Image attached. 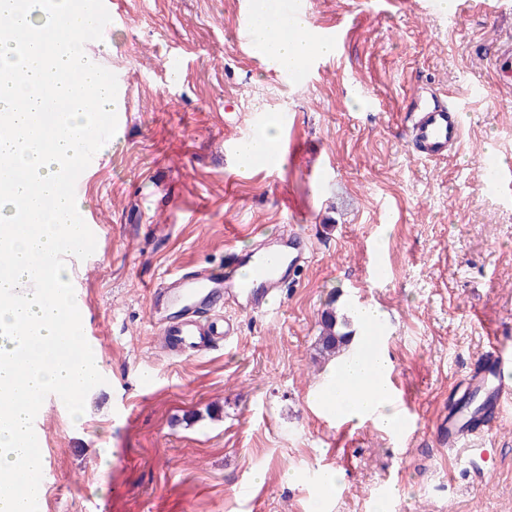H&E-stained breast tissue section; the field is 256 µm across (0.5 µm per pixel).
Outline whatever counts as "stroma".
Here are the masks:
<instances>
[{
  "instance_id": "stroma-1",
  "label": "stroma",
  "mask_w": 512,
  "mask_h": 512,
  "mask_svg": "<svg viewBox=\"0 0 512 512\" xmlns=\"http://www.w3.org/2000/svg\"><path fill=\"white\" fill-rule=\"evenodd\" d=\"M240 2L115 0L128 24L91 38L125 79L126 116L81 192L102 233L71 269L105 372L77 406L42 396L37 447L68 490H47L39 512L98 500L107 512H310L321 496L325 512H371L385 487L388 512H512V409L469 450L430 430L488 333L512 347V193L484 165L489 153L512 163V77L494 65L512 0H454V26L417 0H308L311 27L343 23L344 40L288 82L238 51ZM419 87L463 111L446 161L409 149ZM279 112L294 151L242 171L227 144L255 132V114ZM258 228L304 233L294 281L268 314L227 306L230 345L170 358L149 286L222 267ZM366 304L383 314V351L414 412L405 440L317 403L332 368L315 358L321 313Z\"/></svg>"
}]
</instances>
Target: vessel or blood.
<instances>
[{"label": "vessel or blood", "instance_id": "obj_1", "mask_svg": "<svg viewBox=\"0 0 512 512\" xmlns=\"http://www.w3.org/2000/svg\"><path fill=\"white\" fill-rule=\"evenodd\" d=\"M83 16L86 28L93 32L109 29L121 20L120 15L113 13L110 0H91ZM108 84L107 96L96 100L97 136L95 140L80 142L82 161L67 174L69 196L79 195L87 171L100 160V147L111 140L114 129L122 122L121 112L112 108L120 80L113 75ZM462 135L463 114L458 105L432 92L416 99L407 127L413 154L428 160L446 159L459 148ZM60 219L74 223L75 229L66 248L58 254V261L71 263L89 256L100 237L93 212L65 210ZM277 243L274 249L261 243L250 254H234L223 269L185 272L151 288L150 319L166 345L176 352L200 353L220 346L228 329L221 324L219 311L227 302L250 313L269 311L274 293L293 279L306 255V245L299 234L280 237ZM95 340L94 333L87 329L83 332V346L70 345L67 337L62 336L50 346L49 352L80 360L87 356V347ZM488 342V351L465 385L451 396L455 402L474 400L475 408L466 412L449 410L447 419L435 427L440 444L449 448L464 447L473 437L497 428L507 408L512 406V359L504 356L497 336H489ZM54 479V474L43 470L36 481H22L20 490L28 504L41 503L46 487Z\"/></svg>", "mask_w": 512, "mask_h": 512}]
</instances>
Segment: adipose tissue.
<instances>
[{"mask_svg":"<svg viewBox=\"0 0 512 512\" xmlns=\"http://www.w3.org/2000/svg\"><path fill=\"white\" fill-rule=\"evenodd\" d=\"M255 13L261 22L252 38L281 66L336 50L334 44L306 34L304 18L281 14L274 0H256ZM3 14L11 17L13 30L0 33V57L21 47L26 59L10 85H0V111L10 113L9 122L0 125V153L13 158L15 169L8 179H0V253L8 254L14 267L12 277L0 278V392L14 399L12 406L0 407V512H28L16 481L19 474L31 476L41 467L37 451L21 444L31 402L47 391L83 392L89 387L81 364L51 357L44 346L59 337L64 325L75 322L67 298L56 291L68 270L54 257L70 236L59 214L77 209L78 203L61 195L59 187L76 160L75 131L90 130L88 87L102 78L90 73L84 83L74 80L84 50L79 20L67 0H0ZM47 97L56 101L58 112L32 126V111ZM37 192L53 197V206L42 209L29 231L15 234L12 223L18 209ZM388 368L382 352L358 351L352 361L336 367L320 398L344 418H370L376 426L394 427L398 412L382 378Z\"/></svg>","mask_w":512,"mask_h":512,"instance_id":"ef3b65f1","label":"adipose tissue"}]
</instances>
